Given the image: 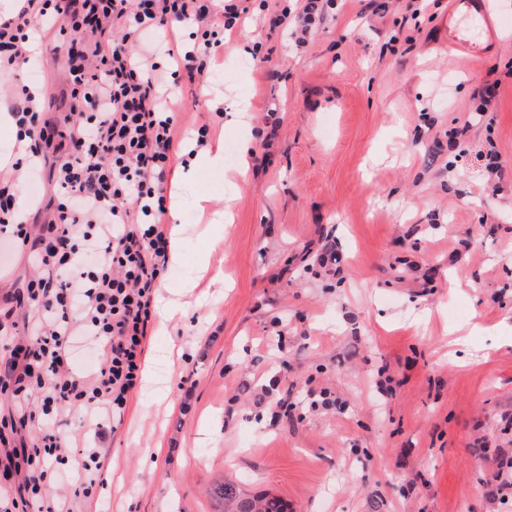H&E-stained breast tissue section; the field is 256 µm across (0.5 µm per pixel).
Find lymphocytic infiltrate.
<instances>
[{"label": "lymphocytic infiltrate", "instance_id": "lymphocytic-infiltrate-1", "mask_svg": "<svg viewBox=\"0 0 512 512\" xmlns=\"http://www.w3.org/2000/svg\"><path fill=\"white\" fill-rule=\"evenodd\" d=\"M265 18L247 0H15L0 22V86L18 61L42 58L47 29L72 86L67 147L51 168L41 163L52 138L42 97L26 85L0 166V248L29 247L39 272L20 294L36 314L0 319V392L11 396L0 444L13 445L0 512H75L95 489L100 449L72 447L60 428L75 407L91 425L121 419L139 386L168 264L166 175L180 145L183 105L165 88L206 81L226 36ZM43 173L55 215L34 238L16 185ZM79 343L96 360L90 370L78 365ZM53 483L67 493L50 502Z\"/></svg>", "mask_w": 512, "mask_h": 512}]
</instances>
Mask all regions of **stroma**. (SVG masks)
Masks as SVG:
<instances>
[{
  "instance_id": "stroma-1",
  "label": "stroma",
  "mask_w": 512,
  "mask_h": 512,
  "mask_svg": "<svg viewBox=\"0 0 512 512\" xmlns=\"http://www.w3.org/2000/svg\"><path fill=\"white\" fill-rule=\"evenodd\" d=\"M411 3L336 0L303 47L290 22L240 30L207 81L223 113L183 83L181 135L205 123L210 142L250 139L249 173L177 153L165 222L183 228L181 260L156 292L152 374L115 428H65L105 454L81 512H219L224 482L290 512H512L483 457L512 448V0H490L503 27L473 65L445 50L451 0L417 27L401 22ZM19 74L56 119L64 70L47 58ZM491 83L498 102L478 113ZM204 256L223 281L202 277ZM35 275L11 253L0 310L22 316L11 302ZM323 390L335 407L309 408Z\"/></svg>"
}]
</instances>
